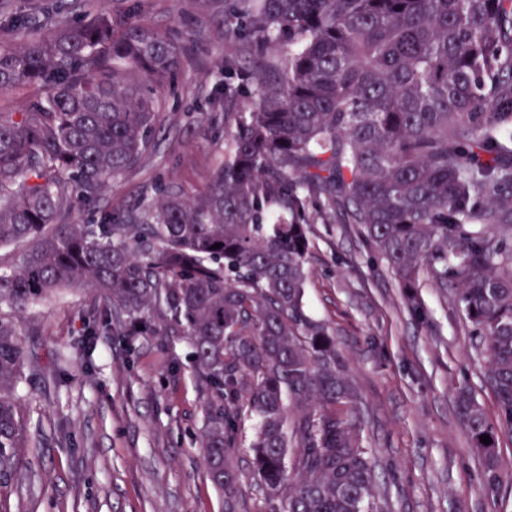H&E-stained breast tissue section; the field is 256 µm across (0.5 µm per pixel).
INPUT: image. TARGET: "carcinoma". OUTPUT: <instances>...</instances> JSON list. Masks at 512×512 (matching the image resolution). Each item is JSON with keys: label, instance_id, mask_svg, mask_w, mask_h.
I'll return each instance as SVG.
<instances>
[{"label": "carcinoma", "instance_id": "carcinoma-1", "mask_svg": "<svg viewBox=\"0 0 512 512\" xmlns=\"http://www.w3.org/2000/svg\"><path fill=\"white\" fill-rule=\"evenodd\" d=\"M224 29L243 51L224 56V74L245 61L253 83L224 85V103L250 108L232 113L206 190L165 185L93 224L62 218L95 207L152 148L159 89L189 47L130 12L0 48V91L36 88L22 111L0 112V248L26 245L0 274V303L92 288L101 328L187 342L225 512L239 509L235 452L253 416L268 512H374L355 389L333 330L304 303L307 227L338 217L408 300L424 271L457 288L500 423L466 385L457 412L483 485L499 492V438L512 436V0H224ZM25 363L0 317L3 482L18 475Z\"/></svg>", "mask_w": 512, "mask_h": 512}]
</instances>
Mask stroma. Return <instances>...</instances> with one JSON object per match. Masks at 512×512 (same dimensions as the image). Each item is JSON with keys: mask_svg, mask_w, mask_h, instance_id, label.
Here are the masks:
<instances>
[{"mask_svg": "<svg viewBox=\"0 0 512 512\" xmlns=\"http://www.w3.org/2000/svg\"><path fill=\"white\" fill-rule=\"evenodd\" d=\"M103 10L137 11L159 32L183 33L190 50L161 90L154 150L112 184L98 210L150 202L162 184L203 191L224 153V112L211 104L230 50L224 0H0V47ZM19 14L35 24L15 26ZM309 237L307 309L336 330L376 458L380 512H512V436L500 437L502 489L488 496L457 414L454 392L466 384L489 422L499 420L454 287L421 275L408 304L354 225L317 223ZM104 314L97 292L65 286L20 320L21 477L0 484V512H224L202 462L204 399L188 346L89 335Z\"/></svg>", "mask_w": 512, "mask_h": 512, "instance_id": "35a3bbf8", "label": "stroma"}]
</instances>
